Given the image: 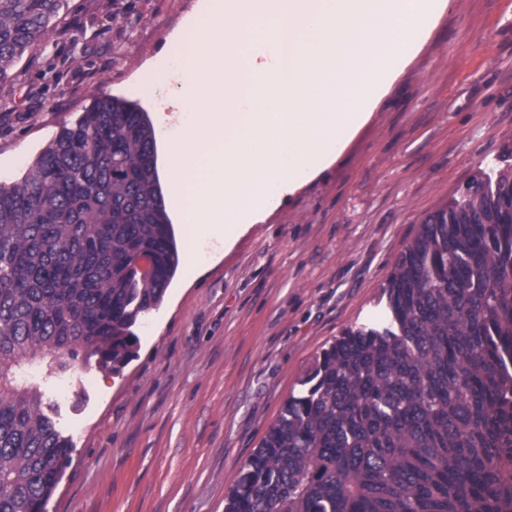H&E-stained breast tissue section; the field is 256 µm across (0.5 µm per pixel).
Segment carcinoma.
Wrapping results in <instances>:
<instances>
[{"instance_id":"obj_1","label":"carcinoma","mask_w":512,"mask_h":512,"mask_svg":"<svg viewBox=\"0 0 512 512\" xmlns=\"http://www.w3.org/2000/svg\"><path fill=\"white\" fill-rule=\"evenodd\" d=\"M65 2L0 0L1 82ZM178 263L136 101L95 100L0 182V512H41L70 452L20 370L123 362ZM384 295V323L284 401L224 512H512V164L423 219Z\"/></svg>"}]
</instances>
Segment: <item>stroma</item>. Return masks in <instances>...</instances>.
Wrapping results in <instances>:
<instances>
[{"mask_svg":"<svg viewBox=\"0 0 512 512\" xmlns=\"http://www.w3.org/2000/svg\"><path fill=\"white\" fill-rule=\"evenodd\" d=\"M197 0H67L0 82V181L20 179L95 98L136 84ZM512 147V0H446L336 160L221 248L201 243L140 317L125 364L22 370L70 461L44 512H224L284 400L382 290L424 217Z\"/></svg>","mask_w":512,"mask_h":512,"instance_id":"stroma-1","label":"stroma"}]
</instances>
